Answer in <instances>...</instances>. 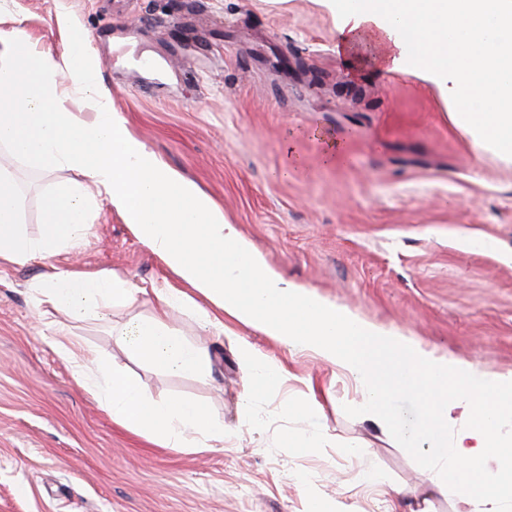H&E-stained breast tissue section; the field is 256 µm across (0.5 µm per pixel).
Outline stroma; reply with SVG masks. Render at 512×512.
Listing matches in <instances>:
<instances>
[{
	"label": "stroma",
	"mask_w": 512,
	"mask_h": 512,
	"mask_svg": "<svg viewBox=\"0 0 512 512\" xmlns=\"http://www.w3.org/2000/svg\"><path fill=\"white\" fill-rule=\"evenodd\" d=\"M19 23L36 49L56 54L66 25L84 30L129 131L286 280L436 355L512 374V164L477 153L437 90L369 68L350 79L324 0H0V30ZM11 167L25 186L30 237L41 233L45 198L85 180L75 169ZM485 238L495 250L480 248ZM54 269L138 285L171 276L102 198L76 251L0 263V512H306L312 494L330 512H461L429 485L413 391L392 393L382 429L349 411L361 389L313 353L229 317L215 336L179 310L169 324L207 348L211 371L157 370L112 337L150 316L153 297L99 318L47 321L34 289ZM59 326L148 396L203 403L223 441L164 448L127 430L75 381ZM244 342L286 373L249 403ZM307 398L319 419L282 412ZM304 430L317 446L299 453L287 437ZM370 466L385 487L368 484Z\"/></svg>",
	"instance_id": "35a3bbf8"
}]
</instances>
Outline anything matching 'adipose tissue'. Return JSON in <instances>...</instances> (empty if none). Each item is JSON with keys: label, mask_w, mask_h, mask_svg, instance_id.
Instances as JSON below:
<instances>
[{"label": "adipose tissue", "mask_w": 512, "mask_h": 512, "mask_svg": "<svg viewBox=\"0 0 512 512\" xmlns=\"http://www.w3.org/2000/svg\"><path fill=\"white\" fill-rule=\"evenodd\" d=\"M329 7L338 54L350 60L360 46L373 47L371 61L381 70L437 87L477 151L512 160V0H330ZM86 41L84 31L72 28L66 53L57 56L32 50L22 27L0 31V148L8 160L76 169L86 178L49 196L42 232L31 238L21 231L19 194L1 172L0 262L77 249L90 232L92 202L105 193L189 286L183 292L164 281L152 284L154 314L113 330L114 340L131 342L141 362L205 376L209 356L166 317L183 308L220 332L223 315H230L343 370L363 392L355 413L377 426L388 425L391 392L415 390L428 410L434 488L453 493L463 512H512V374L415 347L274 274L208 196L128 130ZM63 72L92 107L91 118L55 106L50 85ZM141 292L115 275L77 270L47 274L36 290L44 318L121 308ZM240 358L252 373L246 400L269 395L285 379L283 368L250 344L241 345ZM74 378L104 400L115 420L162 447L197 448L224 436L204 405L156 401L101 355L77 359Z\"/></svg>", "instance_id": "1"}]
</instances>
